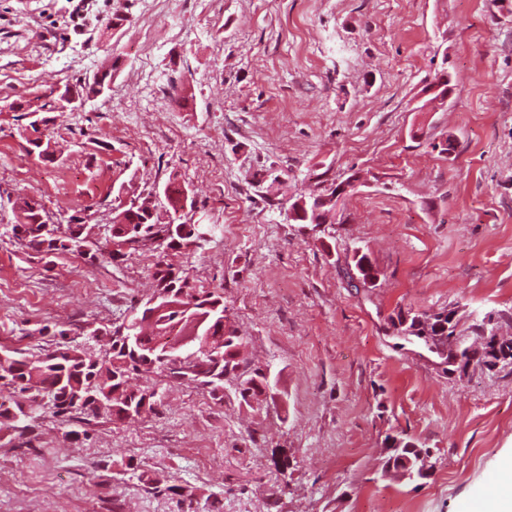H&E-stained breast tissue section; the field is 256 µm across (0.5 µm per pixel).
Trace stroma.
Here are the masks:
<instances>
[{
	"instance_id": "1",
	"label": "stroma",
	"mask_w": 512,
	"mask_h": 512,
	"mask_svg": "<svg viewBox=\"0 0 512 512\" xmlns=\"http://www.w3.org/2000/svg\"><path fill=\"white\" fill-rule=\"evenodd\" d=\"M150 3L0 0V195L95 226L83 253L51 261L0 208V345L47 353L44 326L80 342L143 308L155 257L111 261L108 222L119 187L174 177L217 231L169 259L223 296L271 397L252 408L234 383L217 398L156 375L160 400L137 420L45 418L34 448L0 446V506L464 512L512 461V367L454 380L387 327L451 305L512 316V13L496 0H185L174 18ZM111 54L110 91L51 111ZM443 63L453 91L422 111ZM39 131L51 157L29 150ZM351 176L331 223L289 221L291 196ZM357 250L373 287L348 282ZM402 435L436 460L427 479L381 478Z\"/></svg>"
}]
</instances>
